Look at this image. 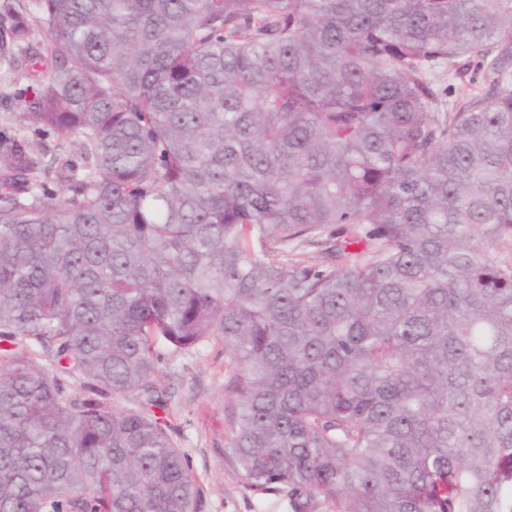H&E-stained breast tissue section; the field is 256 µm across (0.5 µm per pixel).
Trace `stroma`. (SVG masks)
I'll return each instance as SVG.
<instances>
[{
	"label": "stroma",
	"instance_id": "1",
	"mask_svg": "<svg viewBox=\"0 0 512 512\" xmlns=\"http://www.w3.org/2000/svg\"><path fill=\"white\" fill-rule=\"evenodd\" d=\"M34 83L0 71V130L11 129ZM230 370L221 346L205 344L166 358L158 383L163 412L201 487L199 512H290L286 494L248 489L227 446L229 422L224 382Z\"/></svg>",
	"mask_w": 512,
	"mask_h": 512
}]
</instances>
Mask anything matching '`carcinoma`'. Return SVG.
I'll return each instance as SVG.
<instances>
[{"label": "carcinoma", "mask_w": 512, "mask_h": 512, "mask_svg": "<svg viewBox=\"0 0 512 512\" xmlns=\"http://www.w3.org/2000/svg\"><path fill=\"white\" fill-rule=\"evenodd\" d=\"M0 62V512H199L157 378L205 343L251 490L512 512V0H30ZM438 70L436 88L447 106L448 103L458 101L476 90L475 86L470 84V73L467 76L459 77L454 74L453 70L448 73V66H443ZM33 81L0 69V130L16 128V116L25 101L33 98ZM23 130L36 151L46 152L48 155L60 154L76 165L83 163V151L79 139L59 137L53 133L43 132L34 125L25 126Z\"/></svg>", "instance_id": "obj_1"}]
</instances>
